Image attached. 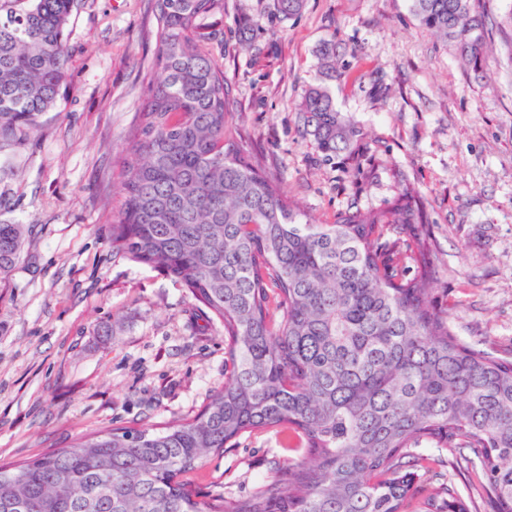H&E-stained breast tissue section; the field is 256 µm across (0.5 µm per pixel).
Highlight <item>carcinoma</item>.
Returning <instances> with one entry per match:
<instances>
[{
	"mask_svg": "<svg viewBox=\"0 0 512 512\" xmlns=\"http://www.w3.org/2000/svg\"><path fill=\"white\" fill-rule=\"evenodd\" d=\"M79 0H0V154L35 136L69 86L66 30ZM420 27L478 67L485 19L471 0H410ZM282 19L305 0H274ZM224 0H155V65L112 251L179 283L224 325V388L189 421L87 434L0 465V512H408L418 469L451 452L491 512H512V360L460 338L431 305L436 265L404 185L385 208L350 207L317 224L265 174L232 124L234 94L214 54ZM298 105L329 162L363 132L327 81L336 42ZM26 229L0 221V276ZM275 431L300 458L255 494L204 498L188 481L240 437ZM418 512H469L430 487Z\"/></svg>",
	"mask_w": 512,
	"mask_h": 512,
	"instance_id": "1",
	"label": "carcinoma"
}]
</instances>
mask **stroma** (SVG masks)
<instances>
[{
	"label": "stroma",
	"mask_w": 512,
	"mask_h": 512,
	"mask_svg": "<svg viewBox=\"0 0 512 512\" xmlns=\"http://www.w3.org/2000/svg\"><path fill=\"white\" fill-rule=\"evenodd\" d=\"M486 20L480 70L422 29L409 0H224L215 55L232 114L265 171L320 224L417 194L437 273L434 306L458 336L512 357V0H472ZM254 23L255 51L238 28ZM154 0H81L68 27L70 84L0 180V219L28 225L0 279V464L21 463L112 427L193 418L224 385V327L162 272L114 256L112 208L155 58ZM336 42V105L364 131V177L322 161L297 106ZM388 91L374 97L373 78ZM295 454L246 435L190 476L204 496H247Z\"/></svg>",
	"instance_id": "obj_1"
}]
</instances>
